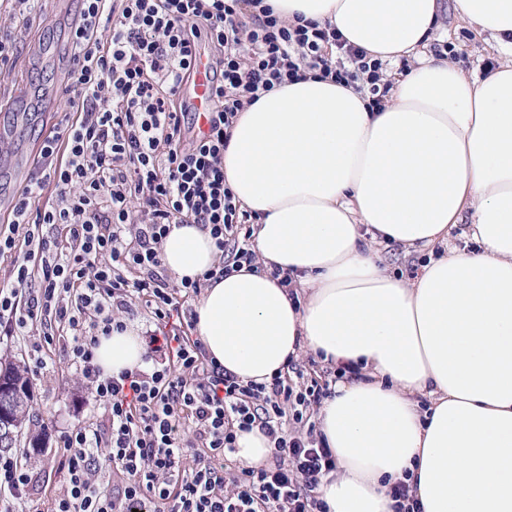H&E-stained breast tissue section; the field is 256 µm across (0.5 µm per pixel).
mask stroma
<instances>
[{
	"instance_id": "obj_1",
	"label": "stroma",
	"mask_w": 512,
	"mask_h": 512,
	"mask_svg": "<svg viewBox=\"0 0 512 512\" xmlns=\"http://www.w3.org/2000/svg\"><path fill=\"white\" fill-rule=\"evenodd\" d=\"M77 9V0H70L68 14L48 11L45 22L31 28L9 63L6 85L0 90L1 159L24 161L29 150L41 143L43 134L62 119L64 107L58 88L68 67L70 14ZM432 41L452 44V63L467 72L487 70L502 59L493 40L477 33L475 26L449 6L443 9ZM63 346L58 339L45 346L46 365L31 378V411L38 420L42 442L35 448L22 436L11 450L33 468L36 478L32 494L17 504L16 512H47L51 501L66 492L67 473L60 465L62 432L105 418L104 407L96 402L74 366L64 360Z\"/></svg>"
}]
</instances>
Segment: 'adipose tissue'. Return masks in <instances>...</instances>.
<instances>
[{
    "label": "adipose tissue",
    "mask_w": 512,
    "mask_h": 512,
    "mask_svg": "<svg viewBox=\"0 0 512 512\" xmlns=\"http://www.w3.org/2000/svg\"><path fill=\"white\" fill-rule=\"evenodd\" d=\"M266 2L411 69L379 111L311 77L237 114L224 178L257 218L259 264L206 283L194 333L246 382L305 353L359 366L317 414L336 455L318 489L329 512H393L403 479L423 512H512V0H454L506 57L479 74L427 52L440 0ZM462 223L473 248L451 242ZM391 243L444 252L405 278L380 263ZM161 253L179 280L216 263L196 224L172 225ZM143 355L131 327L96 349L107 375Z\"/></svg>",
    "instance_id": "1"
}]
</instances>
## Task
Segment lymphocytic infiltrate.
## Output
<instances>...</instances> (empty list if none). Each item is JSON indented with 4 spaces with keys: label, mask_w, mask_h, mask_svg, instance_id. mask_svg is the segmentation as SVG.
Listing matches in <instances>:
<instances>
[{
    "label": "lymphocytic infiltrate",
    "mask_w": 512,
    "mask_h": 512,
    "mask_svg": "<svg viewBox=\"0 0 512 512\" xmlns=\"http://www.w3.org/2000/svg\"><path fill=\"white\" fill-rule=\"evenodd\" d=\"M46 2L0 7V70ZM78 12L61 86L69 116L44 135L0 227V255H18L0 278V335L43 326L28 352L38 370L45 343L68 333L65 355L106 410L104 423L63 435L69 488L51 512H145L151 502L168 512H328L318 486L336 457L310 420L346 368L305 380L290 362L268 382H245L168 327L193 325L187 300L206 280L256 261L252 214L224 182L238 112L309 75L362 86L379 110L393 87L384 64L330 25L288 23L262 0H80ZM204 42L211 108L200 132L180 95ZM174 224L209 231L218 262L205 278L172 281L160 245ZM136 299L155 325L146 368L104 375L99 338L124 330ZM255 428L272 444L266 464L229 469L238 433ZM189 448L195 464L186 468ZM106 468L119 479L109 490Z\"/></svg>",
    "instance_id": "lymphocytic-infiltrate-1"
}]
</instances>
